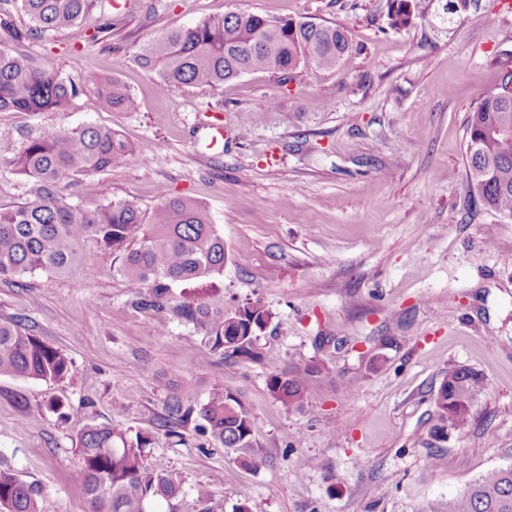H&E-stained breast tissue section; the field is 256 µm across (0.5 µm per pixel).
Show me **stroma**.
Segmentation results:
<instances>
[{"mask_svg": "<svg viewBox=\"0 0 512 512\" xmlns=\"http://www.w3.org/2000/svg\"><path fill=\"white\" fill-rule=\"evenodd\" d=\"M91 23L26 42L61 77L117 78L137 99L115 112L93 95L61 112H0V207L32 200L8 165L44 128L111 127L133 146L118 168L64 188L70 204L113 201L150 215L160 194L207 210L224 237L225 308L259 300L273 318L259 345L282 368L314 367L302 409L267 387L269 370L214 356L191 324L132 307L144 286L111 249L87 241L71 276L0 279V321L72 361L65 382L0 375V468L42 489L41 512H88L72 479L83 424L152 431L149 463L212 491L210 512H433L480 475L512 466V222L469 207L467 115L502 89L512 0H477L439 26L394 29L386 0H102ZM230 12L347 24L359 53L280 84L266 72L164 86L133 55L163 28ZM253 122L237 128L239 113ZM459 366L485 389L462 431L438 433L433 402ZM193 382L240 393L269 457L258 471L188 430L156 424L169 393ZM63 400L69 420L49 412Z\"/></svg>", "mask_w": 512, "mask_h": 512, "instance_id": "obj_1", "label": "stroma"}]
</instances>
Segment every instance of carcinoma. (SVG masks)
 <instances>
[{"instance_id": "1", "label": "carcinoma", "mask_w": 512, "mask_h": 512, "mask_svg": "<svg viewBox=\"0 0 512 512\" xmlns=\"http://www.w3.org/2000/svg\"><path fill=\"white\" fill-rule=\"evenodd\" d=\"M29 26L18 28L0 18V30L21 43L45 30L59 31L81 24L99 0H18ZM393 28L424 18L421 0H387ZM474 0H445L441 24L467 12ZM358 51L348 27L291 17L231 12L221 18L198 21L191 27L153 34L134 55L144 68L155 71L166 86L201 85L213 89L253 71L273 74L288 83L305 66L335 69ZM94 93L116 112H132L136 100L114 78L65 80L52 68L0 39V112L62 111L71 99ZM466 173L471 206L512 221V99L498 92L482 95L468 113ZM134 152L120 135L98 125L76 129L48 128L27 140L9 162L32 179L34 199L0 208V278L21 279L39 272L69 275L83 256L89 238L112 249L119 270L142 283L146 294L136 304L158 313L165 310L175 288L189 289L188 300L177 312L202 336L220 360L266 364L272 396L288 409L302 407L310 369H283L258 345L259 332L272 314L258 300L234 309L224 308L215 280L223 276L227 252L224 237L199 203L171 198L160 200L149 222L127 202H111L87 211L70 204L61 188L125 165ZM0 375L61 383L71 375V361L61 350L25 331L20 323L0 322ZM484 390V379L471 368L448 371L436 405L444 430L448 424L462 430ZM192 428L229 449L243 468L260 470L267 456L257 449L252 415L241 395L215 385L202 403L195 389L184 385L168 395L157 429L182 438L179 429ZM79 467L73 480L83 489L90 512H155L157 496L174 499L181 481L149 462L144 448L152 444L149 431L85 424L74 436ZM41 490L0 470V512H40ZM445 512H512V466L473 480L448 498Z\"/></svg>"}]
</instances>
